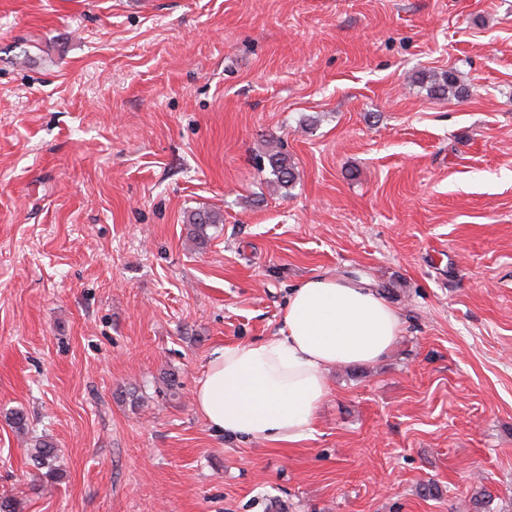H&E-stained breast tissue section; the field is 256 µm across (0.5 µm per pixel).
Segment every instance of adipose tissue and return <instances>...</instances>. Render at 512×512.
Returning a JSON list of instances; mask_svg holds the SVG:
<instances>
[{
	"label": "adipose tissue",
	"instance_id": "adipose-tissue-1",
	"mask_svg": "<svg viewBox=\"0 0 512 512\" xmlns=\"http://www.w3.org/2000/svg\"><path fill=\"white\" fill-rule=\"evenodd\" d=\"M401 333L399 313L368 282L307 278L292 290L274 338L211 352L195 404L217 433L300 442L330 392L328 368L377 361Z\"/></svg>",
	"mask_w": 512,
	"mask_h": 512
}]
</instances>
